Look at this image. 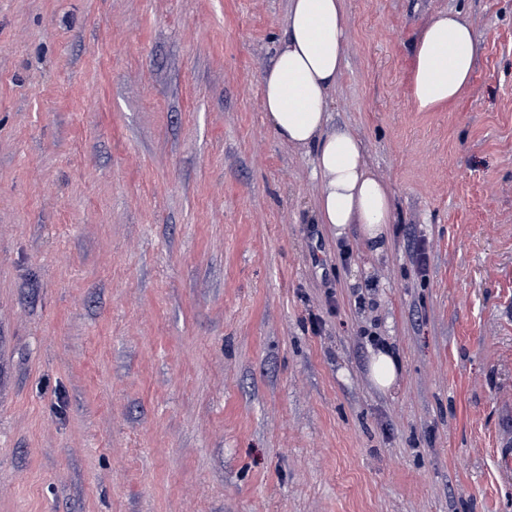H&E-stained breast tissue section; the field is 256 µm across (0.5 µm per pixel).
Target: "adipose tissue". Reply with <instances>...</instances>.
Listing matches in <instances>:
<instances>
[{
	"instance_id": "ef3b65f1",
	"label": "adipose tissue",
	"mask_w": 512,
	"mask_h": 512,
	"mask_svg": "<svg viewBox=\"0 0 512 512\" xmlns=\"http://www.w3.org/2000/svg\"><path fill=\"white\" fill-rule=\"evenodd\" d=\"M346 48L344 0H291L286 37L262 79L261 105L280 141L314 148L321 223L339 235L357 225L365 244L378 254L393 222L390 186L368 168L360 138L332 126L327 113ZM475 53L472 29L458 14L431 20L412 52L415 109L433 112L459 100L469 87Z\"/></svg>"
}]
</instances>
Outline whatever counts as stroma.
I'll return each mask as SVG.
<instances>
[{
    "instance_id": "1",
    "label": "stroma",
    "mask_w": 512,
    "mask_h": 512,
    "mask_svg": "<svg viewBox=\"0 0 512 512\" xmlns=\"http://www.w3.org/2000/svg\"><path fill=\"white\" fill-rule=\"evenodd\" d=\"M345 4L379 254L261 108L289 0H0V512H512V0ZM447 10L470 86L419 112ZM476 45L471 27L458 14L431 20L414 43L410 69L411 100L419 112H434L467 91ZM370 374L374 383L381 390H388L397 382L400 375L399 364L387 348H378L373 351Z\"/></svg>"
}]
</instances>
